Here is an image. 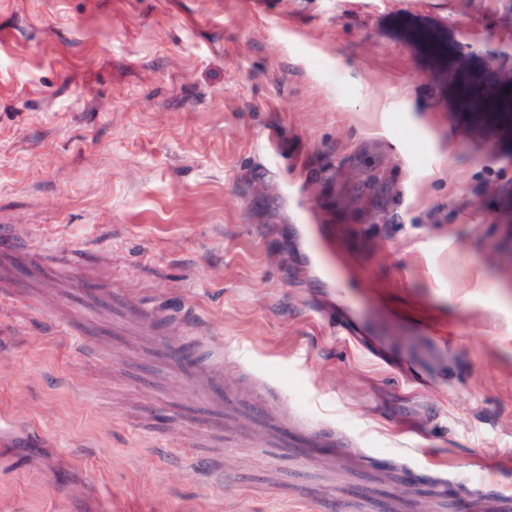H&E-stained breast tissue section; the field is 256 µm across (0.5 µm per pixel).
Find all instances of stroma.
Masks as SVG:
<instances>
[{"mask_svg": "<svg viewBox=\"0 0 512 512\" xmlns=\"http://www.w3.org/2000/svg\"><path fill=\"white\" fill-rule=\"evenodd\" d=\"M0 428V512H512V0H0Z\"/></svg>", "mask_w": 512, "mask_h": 512, "instance_id": "1", "label": "stroma"}]
</instances>
